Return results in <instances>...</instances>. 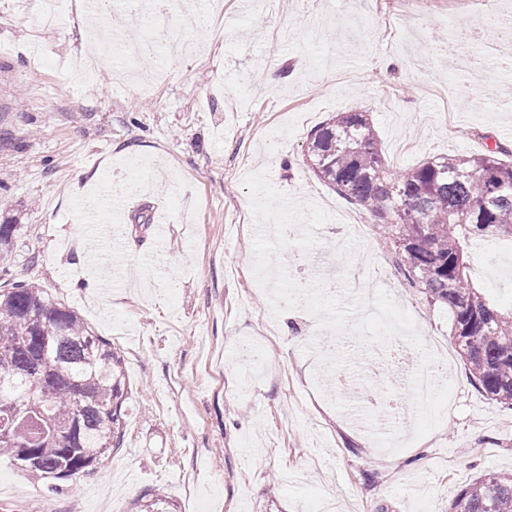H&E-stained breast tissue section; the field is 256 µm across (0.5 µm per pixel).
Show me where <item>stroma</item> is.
<instances>
[{
  "mask_svg": "<svg viewBox=\"0 0 512 512\" xmlns=\"http://www.w3.org/2000/svg\"><path fill=\"white\" fill-rule=\"evenodd\" d=\"M208 0H168L165 30L153 31L155 69L166 81L145 93L114 78H75L86 39L79 0H62L55 26L29 25L17 0H0V216L21 226L5 265L10 281L34 282L77 311L124 359L128 399L121 448L100 468L36 488L0 455V496L17 512H127L145 492L179 512H448L457 490L481 474L512 471V410L475 384L456 353L452 317L401 273L389 240L368 213L309 170L312 130L338 112L367 109L387 165L407 169L435 155L512 145V98L489 99L512 72L474 76L470 94L447 102L458 67L437 37L485 27L482 16L447 18L423 7L392 23L389 0H224L215 27L197 30L190 9ZM433 50L419 67L422 47ZM268 170L272 184L312 199L330 215L315 255L320 277L343 294L348 272L364 292L387 290L414 318L454 385L441 425L411 437L409 392L390 383L401 364L374 378L384 349L318 331L303 308L272 316L253 272L251 199L242 180ZM126 195L122 272L110 287L90 264L103 230L82 214L102 186ZM167 226L156 239L155 222ZM473 258L472 277L512 306V270ZM381 263L385 277L370 275ZM379 393L400 394L389 421L364 412ZM399 427L409 444L390 453L373 430ZM375 469V481L365 472Z\"/></svg>",
  "mask_w": 512,
  "mask_h": 512,
  "instance_id": "1",
  "label": "stroma"
}]
</instances>
